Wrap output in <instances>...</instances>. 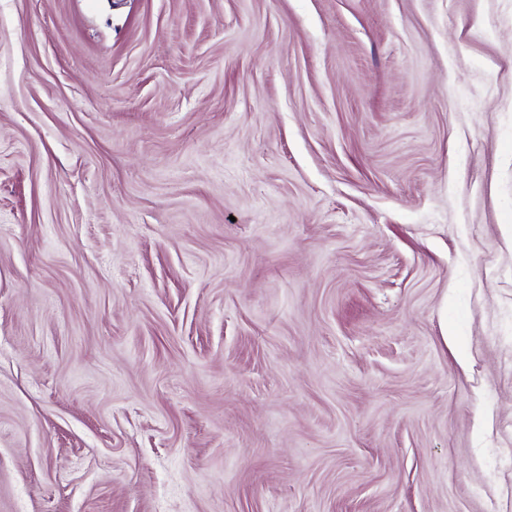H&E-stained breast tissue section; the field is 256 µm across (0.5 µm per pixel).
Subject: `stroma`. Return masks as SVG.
<instances>
[{"instance_id":"1","label":"stroma","mask_w":512,"mask_h":512,"mask_svg":"<svg viewBox=\"0 0 512 512\" xmlns=\"http://www.w3.org/2000/svg\"><path fill=\"white\" fill-rule=\"evenodd\" d=\"M0 512H512V0H0Z\"/></svg>"}]
</instances>
